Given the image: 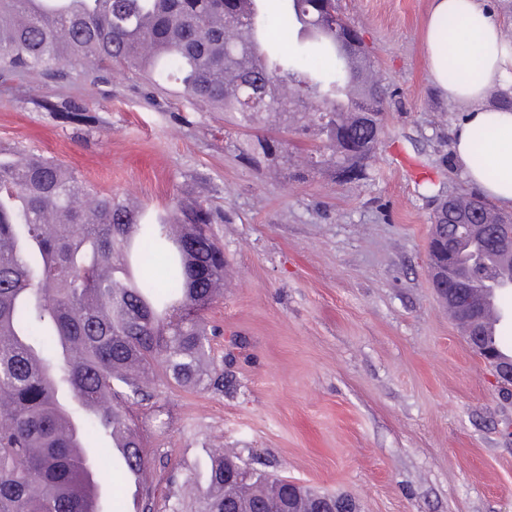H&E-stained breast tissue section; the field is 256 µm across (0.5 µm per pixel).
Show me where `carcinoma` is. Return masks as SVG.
<instances>
[{"label": "carcinoma", "instance_id": "carcinoma-1", "mask_svg": "<svg viewBox=\"0 0 512 512\" xmlns=\"http://www.w3.org/2000/svg\"><path fill=\"white\" fill-rule=\"evenodd\" d=\"M255 0H0V78L57 81L75 64L86 76L117 68L155 84L173 80L183 96L238 115L251 128L273 123L325 136V153L307 166L338 179L341 160L354 180L368 177L378 142L365 113L383 112V82L360 92L361 111L338 100L354 82L346 53L352 24L337 0H284L276 13L260 4L270 42L274 23L305 20L318 53L335 68L311 67L309 52L275 46L262 65L243 26ZM38 112L91 126L92 109L44 96ZM279 143L255 136L246 160L274 161ZM117 196H99L50 157L0 156V512H89L84 457L123 437L120 470L134 467L151 487L130 405L150 396L155 368L176 384L220 389L213 377L211 330L204 312L224 286V249L210 225L219 214L192 195L161 215L132 218ZM189 238L204 240L196 256ZM164 258L162 283L141 275ZM197 484V512H280L288 503L279 478L237 455L208 450Z\"/></svg>", "mask_w": 512, "mask_h": 512}]
</instances>
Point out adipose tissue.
<instances>
[{
    "label": "adipose tissue",
    "mask_w": 512,
    "mask_h": 512,
    "mask_svg": "<svg viewBox=\"0 0 512 512\" xmlns=\"http://www.w3.org/2000/svg\"><path fill=\"white\" fill-rule=\"evenodd\" d=\"M425 44L433 80L449 101L467 108L453 142L463 177L484 197L512 208V107L484 102L493 86L512 97V46L502 41L498 19L481 0H433Z\"/></svg>",
    "instance_id": "ef3b65f1"
}]
</instances>
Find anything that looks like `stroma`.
<instances>
[{
    "label": "stroma",
    "mask_w": 512,
    "mask_h": 512,
    "mask_svg": "<svg viewBox=\"0 0 512 512\" xmlns=\"http://www.w3.org/2000/svg\"><path fill=\"white\" fill-rule=\"evenodd\" d=\"M432 0H341L388 88L386 126L368 179L339 183L243 156L254 135L165 83L123 71L89 84L0 83V148L76 169L101 194L164 207L189 191L224 212L212 231L230 273L207 310L224 388L157 373L133 418L154 477L152 512L194 505L187 476L206 449L251 453L360 512H512V396L497 390L433 288L426 252L433 202L469 192L452 132L465 112L429 74ZM61 95L95 127L33 111ZM401 145L410 169L395 164Z\"/></svg>",
    "instance_id": "35a3bbf8"
}]
</instances>
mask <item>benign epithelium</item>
Instances as JSON below:
<instances>
[{"label": "benign epithelium", "instance_id": "obj_1", "mask_svg": "<svg viewBox=\"0 0 512 512\" xmlns=\"http://www.w3.org/2000/svg\"><path fill=\"white\" fill-rule=\"evenodd\" d=\"M476 221L469 224H434L428 248V260L436 289L447 290L448 307L454 312L471 347L497 373V383L502 390L512 386V362L504 363L496 359L495 353L483 347L482 311L483 302L499 299L512 293L511 279H477L460 275L458 269L479 270L484 256L478 252L464 254L458 250V238L464 237L474 246H484L493 251L512 253V234L503 235L494 224L478 221L481 212L473 211Z\"/></svg>", "mask_w": 512, "mask_h": 512}]
</instances>
